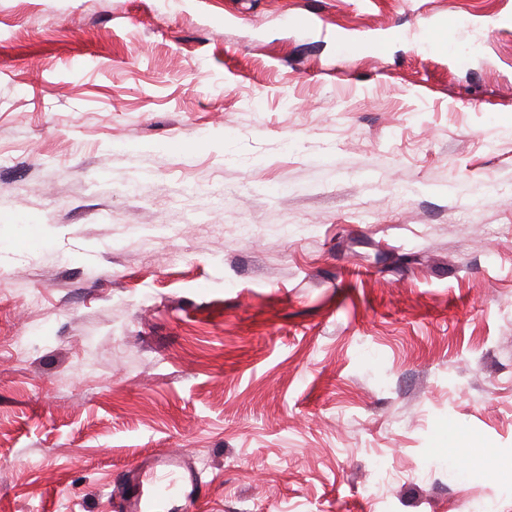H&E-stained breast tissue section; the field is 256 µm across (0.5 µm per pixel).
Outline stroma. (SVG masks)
Returning a JSON list of instances; mask_svg holds the SVG:
<instances>
[{
	"instance_id": "1",
	"label": "stroma",
	"mask_w": 512,
	"mask_h": 512,
	"mask_svg": "<svg viewBox=\"0 0 512 512\" xmlns=\"http://www.w3.org/2000/svg\"><path fill=\"white\" fill-rule=\"evenodd\" d=\"M502 16L0 0V512H512ZM188 459L184 452H169L140 461L122 489L124 512H162L172 502L178 512L197 508L206 485Z\"/></svg>"
}]
</instances>
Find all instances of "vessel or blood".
<instances>
[{
  "label": "vessel or blood",
  "mask_w": 512,
  "mask_h": 512,
  "mask_svg": "<svg viewBox=\"0 0 512 512\" xmlns=\"http://www.w3.org/2000/svg\"><path fill=\"white\" fill-rule=\"evenodd\" d=\"M206 494L198 470L182 452L144 458L122 489L124 512H192Z\"/></svg>",
  "instance_id": "vessel-or-blood-1"
}]
</instances>
